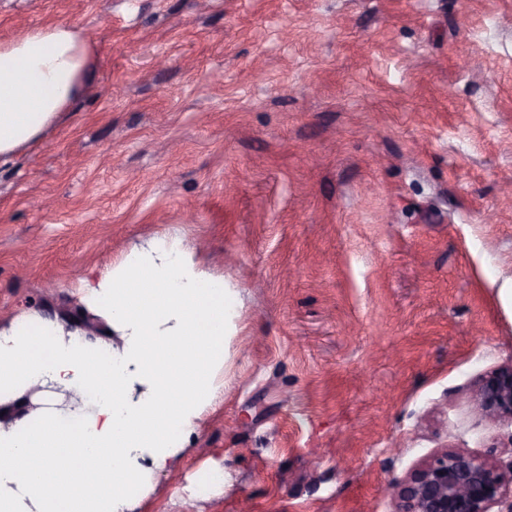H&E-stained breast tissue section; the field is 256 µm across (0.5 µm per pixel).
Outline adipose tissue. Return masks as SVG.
I'll list each match as a JSON object with an SVG mask.
<instances>
[{
	"instance_id": "adipose-tissue-1",
	"label": "adipose tissue",
	"mask_w": 512,
	"mask_h": 512,
	"mask_svg": "<svg viewBox=\"0 0 512 512\" xmlns=\"http://www.w3.org/2000/svg\"><path fill=\"white\" fill-rule=\"evenodd\" d=\"M92 58L70 24L0 41V161L78 98ZM81 290L111 343L34 316L0 328V512H134L223 395L237 294L179 237L132 248ZM37 385L66 406L19 409Z\"/></svg>"
}]
</instances>
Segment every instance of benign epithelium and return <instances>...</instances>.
I'll list each match as a JSON object with an SVG mask.
<instances>
[{
    "label": "benign epithelium",
    "mask_w": 512,
    "mask_h": 512,
    "mask_svg": "<svg viewBox=\"0 0 512 512\" xmlns=\"http://www.w3.org/2000/svg\"><path fill=\"white\" fill-rule=\"evenodd\" d=\"M476 409L512 425V366L484 376L475 390ZM388 496L395 512H491L512 498V470L465 450H440L401 482H392Z\"/></svg>",
    "instance_id": "7a95c632"
}]
</instances>
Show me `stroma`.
<instances>
[{
    "label": "stroma",
    "mask_w": 512,
    "mask_h": 512,
    "mask_svg": "<svg viewBox=\"0 0 512 512\" xmlns=\"http://www.w3.org/2000/svg\"><path fill=\"white\" fill-rule=\"evenodd\" d=\"M50 22L94 75L0 165V326L164 234L239 294L143 512H394L438 450L512 469L473 407L512 364V0H0V40Z\"/></svg>",
    "instance_id": "35a3bbf8"
}]
</instances>
